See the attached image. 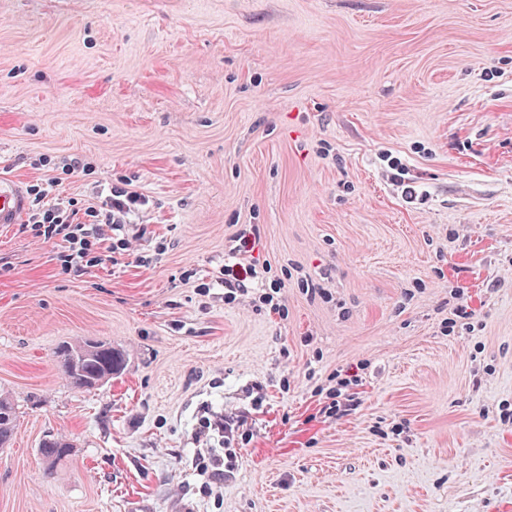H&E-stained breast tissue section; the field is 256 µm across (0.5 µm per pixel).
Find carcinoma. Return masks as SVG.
Segmentation results:
<instances>
[{
	"mask_svg": "<svg viewBox=\"0 0 512 512\" xmlns=\"http://www.w3.org/2000/svg\"><path fill=\"white\" fill-rule=\"evenodd\" d=\"M63 356V376L74 388H89L88 380L94 375H116L123 365L122 355L112 349V345L91 338L77 340L61 348ZM14 404L6 397L0 398V447L10 444L16 426ZM71 452L70 443L61 437L45 440L40 453L54 464L66 459Z\"/></svg>",
	"mask_w": 512,
	"mask_h": 512,
	"instance_id": "obj_1",
	"label": "carcinoma"
}]
</instances>
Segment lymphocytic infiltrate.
Masks as SVG:
<instances>
[{
	"mask_svg": "<svg viewBox=\"0 0 512 512\" xmlns=\"http://www.w3.org/2000/svg\"><path fill=\"white\" fill-rule=\"evenodd\" d=\"M58 184V178L51 177L29 186V225L33 237L61 242L59 261L64 273L80 276L100 266L105 253L123 255L131 251L132 219L148 206L146 197L121 182L111 185L100 205L83 207L73 198L61 201ZM259 238L260 227L256 224L232 236L231 261L224 266L225 301L235 302L238 294L247 293L250 282L257 279L255 265L244 263L243 258Z\"/></svg>",
	"mask_w": 512,
	"mask_h": 512,
	"instance_id": "f902f5d3",
	"label": "lymphocytic infiltrate"
}]
</instances>
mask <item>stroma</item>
Segmentation results:
<instances>
[{
	"mask_svg": "<svg viewBox=\"0 0 512 512\" xmlns=\"http://www.w3.org/2000/svg\"><path fill=\"white\" fill-rule=\"evenodd\" d=\"M73 158L61 197L127 180L147 232L77 277L0 227V512H512V0H0V171ZM240 224L286 317L215 282ZM82 338L126 371L71 387ZM380 160L387 162L388 166L392 170L396 171V173H393V180L402 188L401 194L406 202L413 203L415 200H421L423 192L419 194L416 186L413 185L415 182L406 177V175H408V171L401 160L396 157L393 158L387 153L381 154ZM358 377V375L345 374V377H341V374L336 375V379H338L336 381V389L329 393L330 397L328 398L331 399V402L328 404V406L325 407V413L328 412L332 415H338V413L348 410L341 409L342 407L347 406L343 400L354 401L353 397H351V394H346V392L349 391L351 386L358 385V382L361 381V379H358ZM14 404L6 397L0 398V447L9 445L16 426ZM40 448V453L51 464L66 459L72 450L70 443L62 437L46 439ZM208 457L202 456L198 458L196 468L199 469L203 474L208 473L210 482L208 484H221L224 482V453L213 448H209L207 451ZM207 459V460H206Z\"/></svg>",
	"mask_w": 512,
	"mask_h": 512,
	"instance_id": "35a3bbf8",
	"label": "stroma"
}]
</instances>
